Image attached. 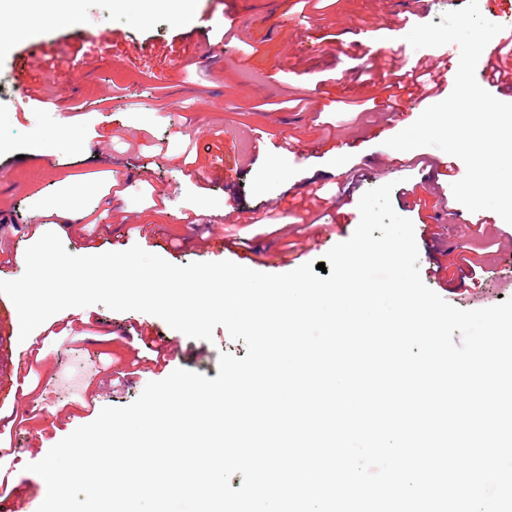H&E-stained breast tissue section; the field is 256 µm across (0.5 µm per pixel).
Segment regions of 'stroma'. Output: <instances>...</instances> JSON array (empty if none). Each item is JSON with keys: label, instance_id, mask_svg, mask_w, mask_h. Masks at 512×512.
<instances>
[{"label": "stroma", "instance_id": "1", "mask_svg": "<svg viewBox=\"0 0 512 512\" xmlns=\"http://www.w3.org/2000/svg\"><path fill=\"white\" fill-rule=\"evenodd\" d=\"M277 13L254 21L235 20L236 36L223 40L230 10L206 0H76L81 29L60 28L45 15L62 10L61 0H7L18 29L0 33V237L15 242L18 260L10 279L25 271L23 255L41 226L57 233L67 252L78 249L79 231L64 229L44 202L80 185L76 208L82 221L100 220L98 252L140 245L175 265L214 261L201 251L203 233L189 218L209 224L219 219L235 244L249 242L264 252L255 271L283 274L288 244H304L311 229L297 220L310 184L322 185L321 210L347 215L335 236L348 240L360 221L358 203L372 188L392 184L391 203L414 225L421 269L439 261L446 284L435 293L464 309L490 307L512 299V224L492 215L490 223H471V211L456 199L441 203L438 170L422 167V157L460 166V159L433 146L403 152L407 167L391 172L386 147L377 134L387 118L378 110L346 112L344 101L379 95L361 83L363 70L380 73L385 65L406 70L419 59L437 58V47L415 49L406 36L418 24L441 23L445 12L466 0H431L420 15L400 13L387 0H319L302 6L278 0ZM232 18V17H231ZM107 36V43L81 42V32ZM30 40L50 50L27 80L40 97L56 101L60 112L20 111L13 99L15 53ZM155 81L143 79V72ZM77 133L79 147L66 143ZM222 162L218 180L198 177L197 168ZM269 211L277 231L250 223L252 212ZM151 225L165 239L180 237L186 246L162 248L133 232ZM482 263L483 273L459 282L458 258ZM136 311L115 312L94 304L56 313L66 322L60 335L43 340L39 362L31 368L24 396L25 414L16 427L0 433V444L15 450L17 472L87 420L78 405L59 398L54 374L73 388L85 373L73 353L109 364L128 360L132 346L116 339L107 346L85 341L87 325L107 329L139 319ZM206 354H182L169 369L184 368L213 379L220 352L245 357L244 341H233L216 327Z\"/></svg>", "mask_w": 512, "mask_h": 512}]
</instances>
